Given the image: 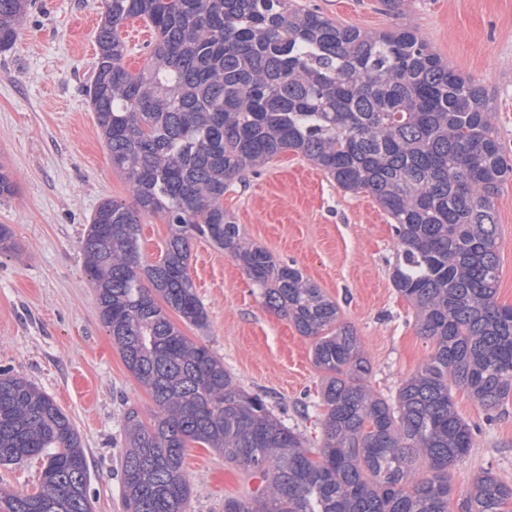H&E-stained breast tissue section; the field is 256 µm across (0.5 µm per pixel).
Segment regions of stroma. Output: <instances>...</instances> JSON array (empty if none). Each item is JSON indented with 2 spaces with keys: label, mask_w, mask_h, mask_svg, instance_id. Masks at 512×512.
<instances>
[{
  "label": "stroma",
  "mask_w": 512,
  "mask_h": 512,
  "mask_svg": "<svg viewBox=\"0 0 512 512\" xmlns=\"http://www.w3.org/2000/svg\"><path fill=\"white\" fill-rule=\"evenodd\" d=\"M103 0H33L15 44L0 51V164L16 181L0 198V224L15 251L0 255V369L50 394L79 432L87 457L93 512H125L120 479L126 407L149 417L154 403L124 365L100 321L80 240L98 205L130 202L113 170L87 95L95 55L94 22ZM342 26L416 30L445 63L485 90L499 137L512 148V0H405L401 13L381 0H296ZM148 25L127 20L119 35L125 66L142 69L154 43ZM224 208L245 237L276 260L294 264L335 301L371 364L370 388L394 396L429 357L411 304L392 286L395 237L388 215L366 193H351L302 154L274 157L259 172L236 176ZM499 232L497 301L512 305V181L495 199ZM188 273L207 313L205 326L181 323L233 380L266 395L277 417L309 447L322 443V374L312 342L267 309L242 268L197 238ZM455 407L478 424L473 447L448 472L458 494L485 469L512 483V407L487 419L460 387ZM189 512H224V499L256 490L223 455L189 443L184 456Z\"/></svg>",
  "instance_id": "obj_1"
}]
</instances>
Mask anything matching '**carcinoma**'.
Wrapping results in <instances>:
<instances>
[{
  "mask_svg": "<svg viewBox=\"0 0 512 512\" xmlns=\"http://www.w3.org/2000/svg\"><path fill=\"white\" fill-rule=\"evenodd\" d=\"M30 0H0V49ZM158 35L137 72L118 29ZM89 89L112 169L132 203L106 199L81 246L100 320L155 405L124 415L130 512H189L190 442L260 478L224 512H448V470L473 446L455 408L462 387L493 418L512 395V306L497 303L495 198L512 179L484 89L411 29L341 26L293 0H104ZM284 151L346 192L370 194L397 240L391 282L416 311L429 359L390 399L336 302L302 272L247 243L224 210L228 182ZM163 215L160 259L140 252L142 219ZM204 237L239 262L264 305L313 341L324 373L323 443L306 446L266 399L237 385L168 311L203 326L188 274ZM43 461L36 489H0V512H92L83 443L54 398L0 370V464ZM460 512H503L512 484L484 470Z\"/></svg>",
  "mask_w": 512,
  "mask_h": 512,
  "instance_id": "cac0c4a2",
  "label": "carcinoma"
}]
</instances>
